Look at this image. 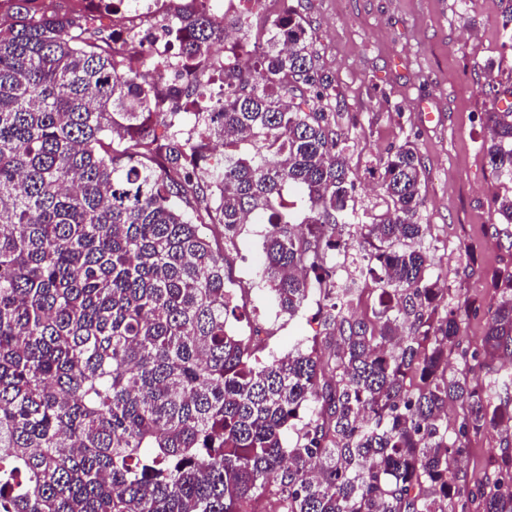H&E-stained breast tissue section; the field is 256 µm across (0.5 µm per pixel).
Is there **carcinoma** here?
<instances>
[{
    "label": "carcinoma",
    "mask_w": 512,
    "mask_h": 512,
    "mask_svg": "<svg viewBox=\"0 0 512 512\" xmlns=\"http://www.w3.org/2000/svg\"><path fill=\"white\" fill-rule=\"evenodd\" d=\"M34 2L0 20V512H258L266 497L277 512H512L511 441L481 483L462 475L471 439L512 424V370L492 365L512 360V269L473 308L482 345H465L470 311L438 287L416 219L418 149L383 160L386 211L360 222L308 23L286 10L254 56L263 0L180 7L161 87V61ZM227 28L243 63L221 81ZM489 122L492 171L512 178V112ZM248 222L269 225L261 282L279 312L318 304L319 336L269 362L260 329L232 326L228 246ZM350 226L380 287L371 319L352 313L362 281L337 275ZM486 331V318L482 313L470 315L464 325L465 344L470 346H479L482 344Z\"/></svg>",
    "instance_id": "carcinoma-1"
}]
</instances>
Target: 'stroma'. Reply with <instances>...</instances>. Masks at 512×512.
<instances>
[{"label": "stroma", "mask_w": 512, "mask_h": 512, "mask_svg": "<svg viewBox=\"0 0 512 512\" xmlns=\"http://www.w3.org/2000/svg\"><path fill=\"white\" fill-rule=\"evenodd\" d=\"M287 7L309 21L308 50L331 75V101L347 117L358 212L368 223L385 212L379 160L414 142L426 176L418 221L429 228L440 285L459 305L489 303L492 273L512 263V225L493 230L494 201L512 194V181L488 164L482 117L495 95L483 89L512 93V0H274L254 27L270 26ZM424 105L434 121L423 120ZM267 230L246 225L230 254L234 282L249 290L250 324L268 335V361L314 335L318 306L290 318L272 303L258 277ZM507 438L512 430L498 428L472 439L467 484L482 478Z\"/></svg>", "instance_id": "obj_1"}]
</instances>
